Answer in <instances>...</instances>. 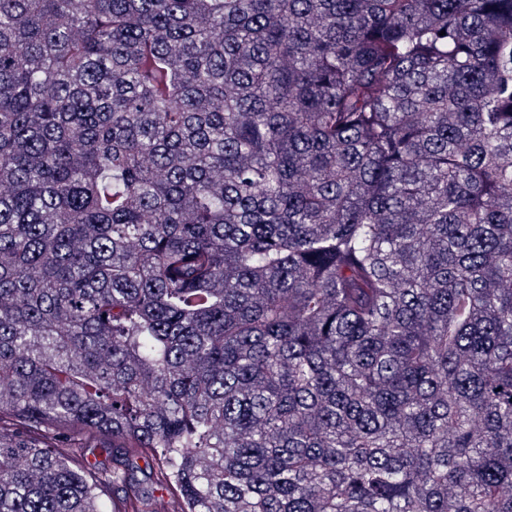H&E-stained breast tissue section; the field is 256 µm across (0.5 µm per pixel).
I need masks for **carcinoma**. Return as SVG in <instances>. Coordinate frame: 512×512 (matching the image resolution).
<instances>
[{"mask_svg":"<svg viewBox=\"0 0 512 512\" xmlns=\"http://www.w3.org/2000/svg\"><path fill=\"white\" fill-rule=\"evenodd\" d=\"M130 448L512 512V0H0V512L143 504ZM55 451L70 456L76 464H85L94 473L93 477L103 478L105 471L112 470V456L102 450V447H112V436L96 434L86 438V447L89 448H62L69 447L64 443H57ZM89 461L92 464H89ZM95 466V467H94ZM103 474V475H102Z\"/></svg>","mask_w":512,"mask_h":512,"instance_id":"carcinoma-1","label":"carcinoma"}]
</instances>
